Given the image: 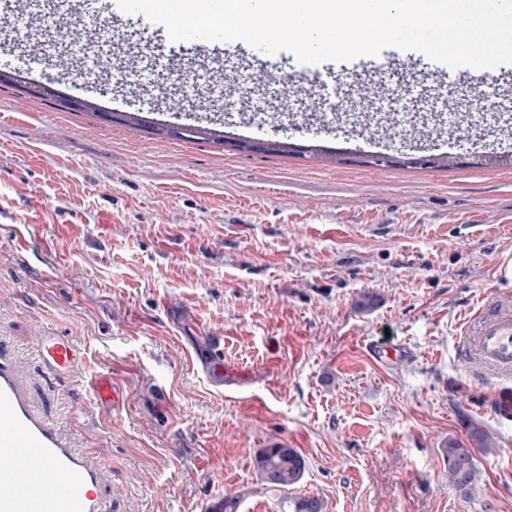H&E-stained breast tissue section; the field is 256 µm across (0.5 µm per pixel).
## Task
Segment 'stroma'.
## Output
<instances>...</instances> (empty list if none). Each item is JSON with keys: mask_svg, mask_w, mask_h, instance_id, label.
<instances>
[{"mask_svg": "<svg viewBox=\"0 0 512 512\" xmlns=\"http://www.w3.org/2000/svg\"><path fill=\"white\" fill-rule=\"evenodd\" d=\"M14 2L0 12V345L104 463L111 512H207L235 493L238 512L304 495L326 512H512V422L460 350L487 300L512 297V166L479 158L512 154V68L487 88L417 50L309 65L229 42L217 69L109 0H42L35 17ZM77 39L111 70L55 68ZM366 138L408 166L356 163ZM365 293L377 304L357 310ZM51 330L88 352L74 379L36 365ZM100 374L109 407L89 396ZM473 424L491 449L467 499L442 450ZM277 441L305 460L285 490L253 467Z\"/></svg>", "mask_w": 512, "mask_h": 512, "instance_id": "obj_1", "label": "stroma"}]
</instances>
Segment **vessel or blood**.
<instances>
[{
	"instance_id": "b4317fda",
	"label": "vessel or blood",
	"mask_w": 512,
	"mask_h": 512,
	"mask_svg": "<svg viewBox=\"0 0 512 512\" xmlns=\"http://www.w3.org/2000/svg\"><path fill=\"white\" fill-rule=\"evenodd\" d=\"M475 321L481 362L502 373L491 394L496 413L512 421V311L485 308ZM35 345L42 368L56 378H72L85 359L60 333L39 336ZM101 482V466L42 418L11 352L0 347V512H109Z\"/></svg>"
}]
</instances>
